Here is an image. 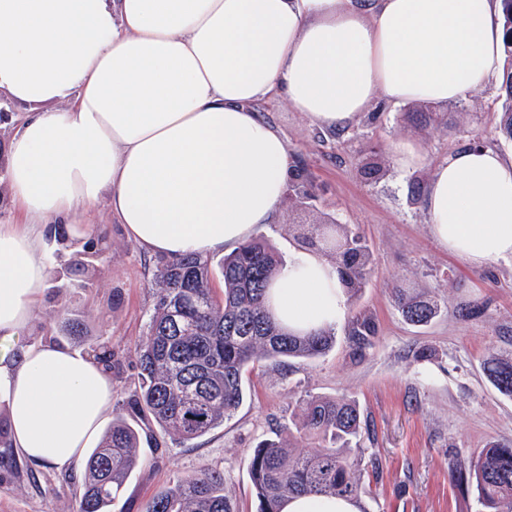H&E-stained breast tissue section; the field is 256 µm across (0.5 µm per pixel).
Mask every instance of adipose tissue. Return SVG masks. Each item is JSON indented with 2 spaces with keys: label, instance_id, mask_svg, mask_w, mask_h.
<instances>
[{
  "label": "adipose tissue",
  "instance_id": "obj_1",
  "mask_svg": "<svg viewBox=\"0 0 512 512\" xmlns=\"http://www.w3.org/2000/svg\"><path fill=\"white\" fill-rule=\"evenodd\" d=\"M501 17V0H0V93L29 110L7 150L10 199L28 221L0 225V416L13 448L71 470L114 394L102 362L26 339L52 275L51 221L82 248L90 229L69 218L104 197L148 253L234 249L274 222L290 181L287 142L256 104L284 100L333 128L379 97L464 99L500 76ZM426 208L461 260L512 257V155L450 154ZM346 301L336 266L305 250L268 292L296 334L334 326Z\"/></svg>",
  "mask_w": 512,
  "mask_h": 512
}]
</instances>
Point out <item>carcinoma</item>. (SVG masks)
<instances>
[{
    "mask_svg": "<svg viewBox=\"0 0 512 512\" xmlns=\"http://www.w3.org/2000/svg\"><path fill=\"white\" fill-rule=\"evenodd\" d=\"M503 53L509 62L502 87L506 102L499 129L512 141V0H503ZM312 199L303 179L288 187L296 208ZM303 243L319 242L348 292L367 284L373 267L370 248L347 225L323 214ZM284 265L267 242L254 239L213 263L209 256L187 254L161 260L151 288L153 305L145 336L136 344L137 387L131 418L112 419L89 454L78 512H110L109 507L139 465L136 420H146L174 440L189 442L224 425L243 403L248 368L290 358H316L336 342L334 329L292 335L266 306V292ZM219 268L224 288L213 287ZM396 302L414 324L430 321L438 305L399 288ZM378 334L375 316L358 310L347 325L348 353L361 358ZM489 374L497 389L512 395V362L492 359ZM362 420L356 403L341 397L311 396L299 401L293 426L254 448L249 472L259 512H280L292 495L355 497L361 489L358 458L351 443L360 440ZM318 440L305 450L293 446L299 436ZM453 480L472 486L485 512H512V448L493 444L476 457L449 461ZM145 512H233L224 493V474L206 471L179 478L157 492Z\"/></svg>",
    "mask_w": 512,
    "mask_h": 512,
    "instance_id": "cac0c4a2",
    "label": "carcinoma"
}]
</instances>
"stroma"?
<instances>
[{
	"instance_id": "stroma-1",
	"label": "stroma",
	"mask_w": 512,
	"mask_h": 512,
	"mask_svg": "<svg viewBox=\"0 0 512 512\" xmlns=\"http://www.w3.org/2000/svg\"><path fill=\"white\" fill-rule=\"evenodd\" d=\"M505 93L493 86L439 106L435 121L420 122L413 106L393 108L377 101L353 123L321 129L288 103L262 104L258 112L286 139L297 171L311 182L312 208L281 205L272 224L257 226L284 257H292L321 213L362 236L373 253L365 288L348 298V312L374 314L379 331L359 361L345 346L346 320L335 325L336 344L324 356L269 363L246 373V397L232 419L183 446L144 432L138 468L112 512H142L147 500L177 477L218 470L235 512H258L248 458L258 442L295 419L299 399L344 397L354 401L366 424L360 448V500L364 512H481L476 491L461 490L448 474L454 456L478 455L489 444L512 447V396L489 377L488 363L512 361V258L468 264L433 239L424 197L434 167L449 153L481 142L512 154V141L499 131ZM422 161L397 167L399 147ZM382 167L366 178L364 162ZM81 221L100 235L85 252L72 250L66 236L49 243L46 258L57 273L47 288L28 337H51L87 353L108 337L116 360L112 382L120 399L134 391L136 343L146 332L153 304L149 281L157 256L130 241L112 218L107 201L84 208ZM90 255L99 270L90 288L70 285L65 269ZM432 297L439 312L428 323L406 321L397 309L394 283ZM477 308L462 318L461 307ZM82 332L70 335L68 319ZM83 467L71 474L26 461L0 439V512H76Z\"/></svg>"
}]
</instances>
